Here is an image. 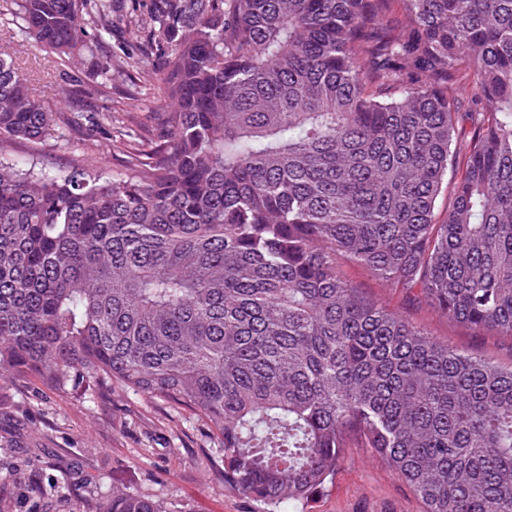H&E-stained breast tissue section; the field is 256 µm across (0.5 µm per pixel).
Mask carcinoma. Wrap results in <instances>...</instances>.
Listing matches in <instances>:
<instances>
[{
    "mask_svg": "<svg viewBox=\"0 0 512 512\" xmlns=\"http://www.w3.org/2000/svg\"><path fill=\"white\" fill-rule=\"evenodd\" d=\"M12 4L61 58L112 34V0ZM141 27L166 139L122 133L112 180L88 156L0 163V366L202 416L224 484L275 510L315 502L356 445L423 512H512V362L340 268L512 338V0H152ZM83 118L0 53V148ZM83 512L161 510L114 489ZM345 273L369 296L382 304L402 311L417 327L431 335L448 340V346L468 353L482 355L498 363L508 364L512 359V339L508 336L485 337L471 328L438 316L431 308H413L404 304L398 292L383 288L360 267L349 265Z\"/></svg>",
    "mask_w": 512,
    "mask_h": 512,
    "instance_id": "obj_1",
    "label": "carcinoma"
}]
</instances>
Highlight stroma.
I'll list each match as a JSON object with an SVG mask.
<instances>
[{"label": "stroma", "instance_id": "stroma-1", "mask_svg": "<svg viewBox=\"0 0 512 512\" xmlns=\"http://www.w3.org/2000/svg\"><path fill=\"white\" fill-rule=\"evenodd\" d=\"M150 7L151 0H121L112 15L111 37L99 41L94 52L67 63L34 41L17 39L15 22L0 19V38L9 41L14 68L31 94L52 103L68 99L87 115L82 124L62 127L58 139L47 144L8 145L0 150V160H34L54 173L69 169L88 152L109 177L125 167L124 152L112 145L120 130L133 129L152 142L165 138V107L154 97L145 69H130L113 80L105 96L85 99L76 94L79 84L98 79L107 59L128 53L148 66H159L140 27ZM345 272L367 295L402 311L449 347L512 362V338L486 337L431 308L405 306L398 292L383 288L360 267L349 265ZM0 435L23 442L19 448H0V493L9 490L12 474L51 483L57 512H80L90 494V476L102 491H137L163 512H268L267 505L225 486L218 474L223 444L211 425L159 398L117 387L51 391L34 378L0 369ZM313 512H422V504L369 449L349 448L334 487L319 498Z\"/></svg>", "mask_w": 512, "mask_h": 512}]
</instances>
